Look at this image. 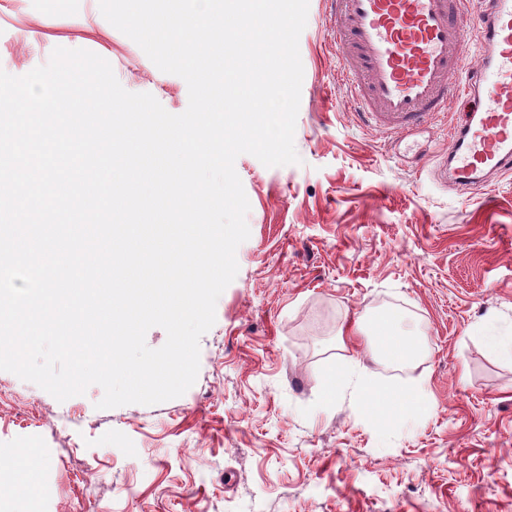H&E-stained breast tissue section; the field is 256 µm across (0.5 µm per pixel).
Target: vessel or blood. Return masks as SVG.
I'll return each mask as SVG.
<instances>
[{
  "instance_id": "1",
  "label": "vessel or blood",
  "mask_w": 512,
  "mask_h": 512,
  "mask_svg": "<svg viewBox=\"0 0 512 512\" xmlns=\"http://www.w3.org/2000/svg\"><path fill=\"white\" fill-rule=\"evenodd\" d=\"M329 23L357 107L387 134L435 122L449 98L476 101L450 129L453 182L512 171V0H489L484 54L462 77L466 0H332Z\"/></svg>"
}]
</instances>
